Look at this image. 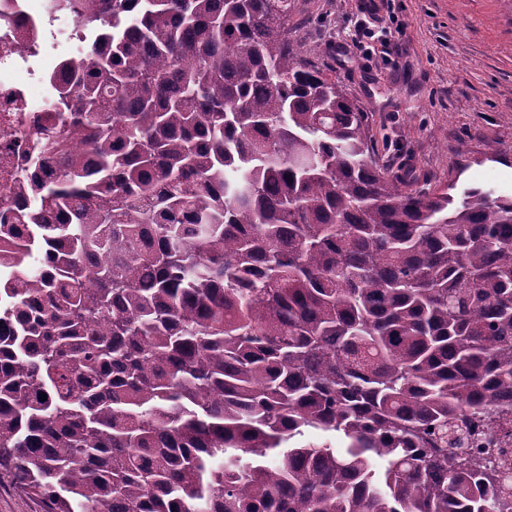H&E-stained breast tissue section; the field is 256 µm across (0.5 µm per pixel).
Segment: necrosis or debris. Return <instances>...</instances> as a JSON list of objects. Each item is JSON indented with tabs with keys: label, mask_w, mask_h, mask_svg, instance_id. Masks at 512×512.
<instances>
[{
	"label": "necrosis or debris",
	"mask_w": 512,
	"mask_h": 512,
	"mask_svg": "<svg viewBox=\"0 0 512 512\" xmlns=\"http://www.w3.org/2000/svg\"><path fill=\"white\" fill-rule=\"evenodd\" d=\"M48 0H0V190L13 184L25 132L50 112L63 61Z\"/></svg>",
	"instance_id": "obj_1"
}]
</instances>
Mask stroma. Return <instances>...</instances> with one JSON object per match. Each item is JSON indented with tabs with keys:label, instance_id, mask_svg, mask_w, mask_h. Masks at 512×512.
<instances>
[{
	"label": "stroma",
	"instance_id": "1",
	"mask_svg": "<svg viewBox=\"0 0 512 512\" xmlns=\"http://www.w3.org/2000/svg\"><path fill=\"white\" fill-rule=\"evenodd\" d=\"M365 7L397 61L353 42ZM288 35L368 112L390 172L512 196V0H291Z\"/></svg>",
	"mask_w": 512,
	"mask_h": 512
}]
</instances>
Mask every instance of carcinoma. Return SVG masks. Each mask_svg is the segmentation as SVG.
<instances>
[{"instance_id":"1","label":"carcinoma","mask_w":512,"mask_h":512,"mask_svg":"<svg viewBox=\"0 0 512 512\" xmlns=\"http://www.w3.org/2000/svg\"><path fill=\"white\" fill-rule=\"evenodd\" d=\"M289 2H50L91 43L0 220V473L46 512H512L454 452L512 400V196L388 174Z\"/></svg>"}]
</instances>
